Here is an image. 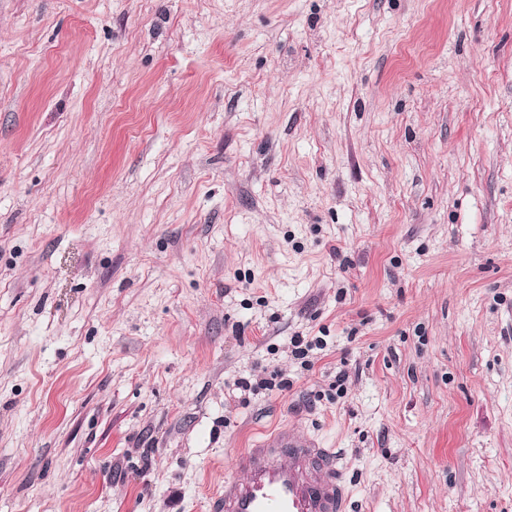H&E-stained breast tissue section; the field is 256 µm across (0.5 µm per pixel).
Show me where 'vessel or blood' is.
Returning a JSON list of instances; mask_svg holds the SVG:
<instances>
[{"label":"vessel or blood","instance_id":"obj_1","mask_svg":"<svg viewBox=\"0 0 512 512\" xmlns=\"http://www.w3.org/2000/svg\"><path fill=\"white\" fill-rule=\"evenodd\" d=\"M220 512H346L333 449L279 430L235 457Z\"/></svg>","mask_w":512,"mask_h":512}]
</instances>
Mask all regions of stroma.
Listing matches in <instances>:
<instances>
[{
	"instance_id": "obj_1",
	"label": "stroma",
	"mask_w": 512,
	"mask_h": 512,
	"mask_svg": "<svg viewBox=\"0 0 512 512\" xmlns=\"http://www.w3.org/2000/svg\"><path fill=\"white\" fill-rule=\"evenodd\" d=\"M283 428L512 512V0H0V512H216Z\"/></svg>"
}]
</instances>
